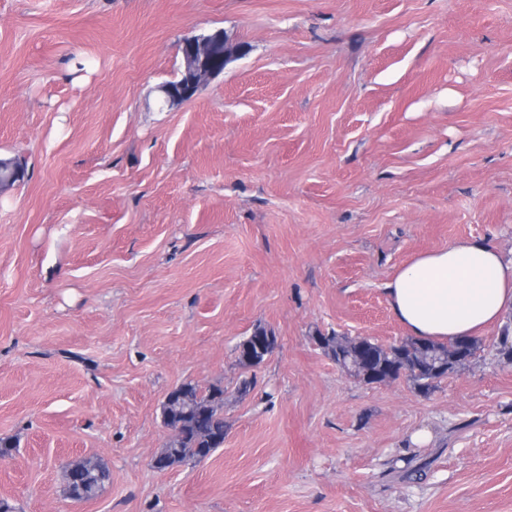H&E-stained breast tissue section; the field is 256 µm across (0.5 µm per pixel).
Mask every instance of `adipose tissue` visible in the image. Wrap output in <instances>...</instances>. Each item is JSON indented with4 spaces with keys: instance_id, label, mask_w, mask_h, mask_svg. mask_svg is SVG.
I'll use <instances>...</instances> for the list:
<instances>
[{
    "instance_id": "adipose-tissue-1",
    "label": "adipose tissue",
    "mask_w": 512,
    "mask_h": 512,
    "mask_svg": "<svg viewBox=\"0 0 512 512\" xmlns=\"http://www.w3.org/2000/svg\"><path fill=\"white\" fill-rule=\"evenodd\" d=\"M385 292L394 318L412 336H471L512 311V262L487 241H457L415 256Z\"/></svg>"
}]
</instances>
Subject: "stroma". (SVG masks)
<instances>
[{
  "instance_id": "stroma-1",
  "label": "stroma",
  "mask_w": 512,
  "mask_h": 512,
  "mask_svg": "<svg viewBox=\"0 0 512 512\" xmlns=\"http://www.w3.org/2000/svg\"><path fill=\"white\" fill-rule=\"evenodd\" d=\"M214 30L237 54L160 106ZM0 156L17 512H512V311L426 394L315 341L409 340L385 285L417 254L512 259V0H0ZM189 382L223 388L224 445L155 470ZM85 458L111 481L75 504Z\"/></svg>"
}]
</instances>
